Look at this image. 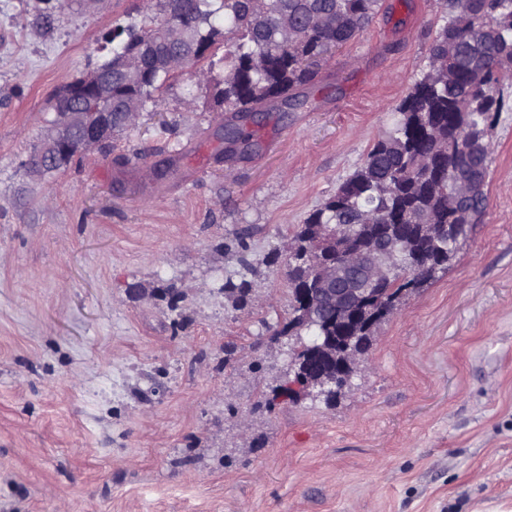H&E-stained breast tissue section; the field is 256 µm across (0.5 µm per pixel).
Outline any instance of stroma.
<instances>
[{
    "label": "stroma",
    "mask_w": 512,
    "mask_h": 512,
    "mask_svg": "<svg viewBox=\"0 0 512 512\" xmlns=\"http://www.w3.org/2000/svg\"><path fill=\"white\" fill-rule=\"evenodd\" d=\"M138 2L0 0V512H512L510 109L482 224L350 391L263 400L293 372L288 244L391 129L444 0H384L249 157L172 91L112 154L30 179L52 92Z\"/></svg>",
    "instance_id": "obj_1"
}]
</instances>
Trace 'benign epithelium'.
Segmentation results:
<instances>
[{"label":"benign epithelium","mask_w":512,"mask_h":512,"mask_svg":"<svg viewBox=\"0 0 512 512\" xmlns=\"http://www.w3.org/2000/svg\"><path fill=\"white\" fill-rule=\"evenodd\" d=\"M71 100L58 112V121L43 134L28 161L29 175L38 179L71 152L90 155L100 151L112 136V81L93 69L68 90ZM84 98L100 99L106 109L91 118L80 111ZM311 246L291 244L289 259L314 268L307 287L299 290L300 330L315 324L322 336L313 344L295 349L298 381L293 388L300 396L313 393L336 397V381L357 371L368 349L359 336H343L341 328L357 321L360 312L372 314V303L385 294L384 284L396 265V241L357 238L340 233L334 224L312 227Z\"/></svg>","instance_id":"benign-epithelium-1"}]
</instances>
